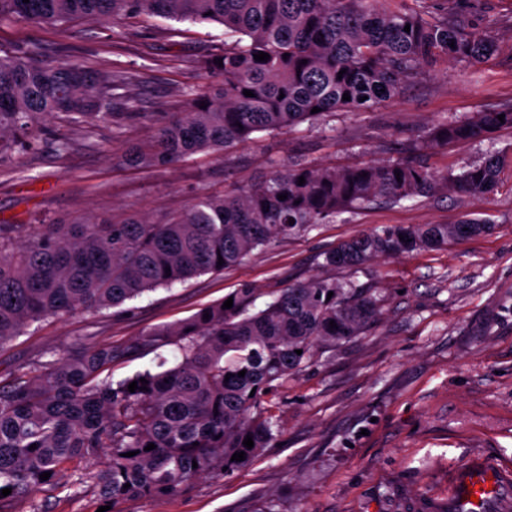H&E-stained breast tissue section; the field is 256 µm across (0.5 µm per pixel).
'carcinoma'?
<instances>
[{
    "label": "carcinoma",
    "instance_id": "carcinoma-1",
    "mask_svg": "<svg viewBox=\"0 0 512 512\" xmlns=\"http://www.w3.org/2000/svg\"><path fill=\"white\" fill-rule=\"evenodd\" d=\"M416 2L384 9L381 0H0V20L117 22L150 15L218 24L236 37L195 62L196 70L223 84L193 93L184 117L161 124L148 149L130 154L133 162L161 167L199 152L220 153L260 132L338 112H374L441 60L474 64L497 52L495 39L477 31L471 0H444L448 6L437 17L427 15L426 0ZM261 51L270 59L255 60ZM136 82L126 68L92 72L77 59L45 64L36 45L0 54V155L33 145L31 136L47 115L62 114L83 128L142 117L133 97L116 111L115 90ZM345 93L350 100H342ZM315 107L320 112L313 114ZM504 128L512 129V105L436 122L423 141L428 147L481 142ZM507 167L512 156L494 153L441 175L415 144L393 161L298 165L222 195L199 194L158 223L131 217L114 224L90 216L76 224H0V345L36 322L93 314L221 273L258 248L382 199L486 197ZM491 230L468 217L457 224L387 226L323 253V266L353 268L438 250ZM230 296V309L217 302L122 346L88 342L74 355L15 365L0 383V490L12 489L0 496V512L82 462L102 464L92 479L101 499L114 506L174 496L200 479L233 474L278 441L280 430L263 405L273 383L302 373L319 346L359 336L381 315L376 289L334 277L293 284L254 313L250 285ZM169 345L179 353L171 367L162 359L153 372L116 382L107 374L117 358ZM248 435L251 449L243 444ZM150 443L156 448L145 450ZM241 451L245 460H231ZM44 472L49 479L39 478Z\"/></svg>",
    "mask_w": 512,
    "mask_h": 512
}]
</instances>
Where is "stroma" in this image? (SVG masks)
<instances>
[{
    "mask_svg": "<svg viewBox=\"0 0 512 512\" xmlns=\"http://www.w3.org/2000/svg\"><path fill=\"white\" fill-rule=\"evenodd\" d=\"M492 21L500 51L477 65L451 62L409 80L373 112L331 117L333 135L302 123L219 154L197 153L165 168L121 162L147 148L159 122L181 116L191 93L213 80L195 60L224 41L217 24L141 16L119 22L0 21V50L38 45L48 63L80 59L91 70L135 69L140 118L82 129L63 115L43 120L35 146L0 157V224H57L95 215L119 223L132 215L160 222L197 193H223L272 171L302 164L345 167L395 158L438 120H461L512 102V0H475ZM67 136L69 150L57 149ZM494 151L512 153V129L491 140L426 149L445 174ZM489 221L490 234L435 251L383 258L337 279L372 286L382 315L361 336L317 350V362L289 378L269 410L281 430L267 449L230 476L208 477L181 495L132 498L117 512H416L424 494L445 497L450 472L472 456L512 463V170L486 199L439 194L378 201L304 235L254 253L220 274H205L126 302L123 310L76 313L29 326L0 346V371L39 353L71 350L82 337L115 346L159 325L184 320L251 284L256 307L280 290L327 275L323 252L385 226ZM102 502L80 471L13 502L12 512H97Z\"/></svg>",
    "mask_w": 512,
    "mask_h": 512,
    "instance_id": "1",
    "label": "stroma"
}]
</instances>
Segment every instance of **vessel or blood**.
Here are the masks:
<instances>
[{
	"label": "vessel or blood",
	"instance_id": "1",
	"mask_svg": "<svg viewBox=\"0 0 512 512\" xmlns=\"http://www.w3.org/2000/svg\"><path fill=\"white\" fill-rule=\"evenodd\" d=\"M473 502L483 512H512V467L474 457L454 473L446 499L425 498L427 512H462Z\"/></svg>",
	"mask_w": 512,
	"mask_h": 512
}]
</instances>
